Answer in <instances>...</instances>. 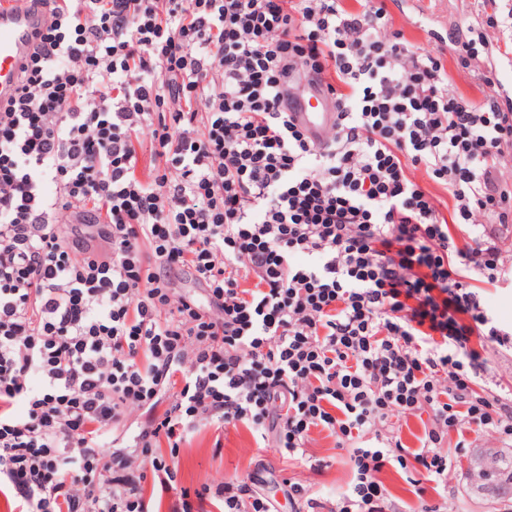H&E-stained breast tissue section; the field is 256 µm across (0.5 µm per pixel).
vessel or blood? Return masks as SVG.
Masks as SVG:
<instances>
[{
    "mask_svg": "<svg viewBox=\"0 0 512 512\" xmlns=\"http://www.w3.org/2000/svg\"><path fill=\"white\" fill-rule=\"evenodd\" d=\"M51 20V15L31 0H6L0 8V104L15 97L22 69L36 48V36ZM293 117L318 144L326 140L336 120L329 95L317 86L300 97Z\"/></svg>",
    "mask_w": 512,
    "mask_h": 512,
    "instance_id": "b4317fda",
    "label": "vessel or blood"
}]
</instances>
